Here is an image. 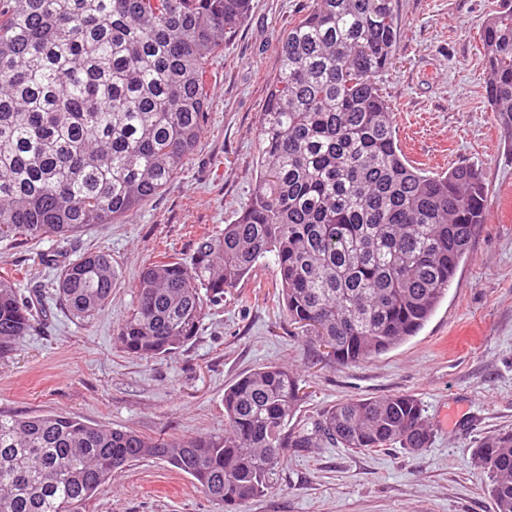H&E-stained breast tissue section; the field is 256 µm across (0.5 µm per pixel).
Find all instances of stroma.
I'll return each instance as SVG.
<instances>
[{
	"label": "stroma",
	"mask_w": 512,
	"mask_h": 512,
	"mask_svg": "<svg viewBox=\"0 0 512 512\" xmlns=\"http://www.w3.org/2000/svg\"><path fill=\"white\" fill-rule=\"evenodd\" d=\"M500 0H394L401 35L376 81L390 100L409 160L431 171L482 167L486 223L448 294L425 327L357 366L328 365L294 336L271 259L212 305L198 336L173 358L125 353L117 329L141 271L167 253L188 257L196 235L223 229L253 196L257 128L279 67L278 36L311 0H252L248 21L210 68V119L193 155L166 190L112 224L62 240L0 242V275L47 309L0 359V413H63L145 437L187 440L224 429V391L267 365L298 370L309 397L294 424L355 397L410 393L433 431L429 448L354 452L290 449L275 491L240 512H494L471 450L512 428V140L485 98L480 30ZM107 254L118 278L88 319L60 304V264ZM90 512H218L192 480L154 459L103 484Z\"/></svg>",
	"instance_id": "stroma-1"
}]
</instances>
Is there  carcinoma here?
I'll use <instances>...</instances> for the list:
<instances>
[{
	"instance_id": "1",
	"label": "carcinoma",
	"mask_w": 512,
	"mask_h": 512,
	"mask_svg": "<svg viewBox=\"0 0 512 512\" xmlns=\"http://www.w3.org/2000/svg\"><path fill=\"white\" fill-rule=\"evenodd\" d=\"M251 0H0V242L72 237L163 192L209 122L210 70ZM400 36L393 0H313L277 40L257 130V190L189 259L145 267L117 331L125 352L170 358L208 304L272 256L288 323L329 361L356 365L415 336L485 223L474 165L430 172L398 143L375 81ZM486 97L512 132V0L482 26ZM116 272L89 253L63 265L58 298L76 318L108 303ZM41 303L0 276V358L40 321ZM299 374L270 365L224 391V432L146 438L54 414H0V512H85L134 461L162 460L219 508L276 488L291 448L430 447L410 394L356 398L309 429L288 424ZM474 468L496 512H512V429L482 438Z\"/></svg>"
}]
</instances>
